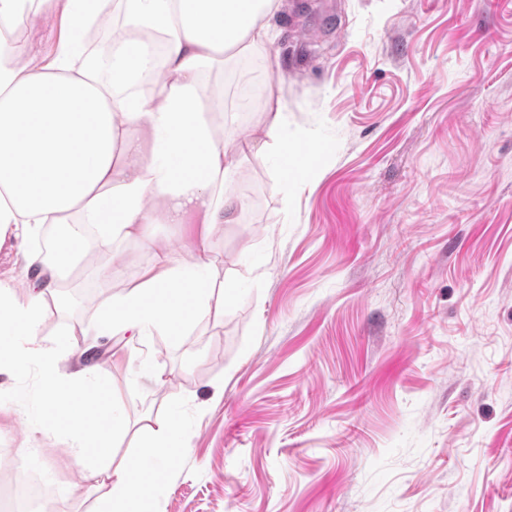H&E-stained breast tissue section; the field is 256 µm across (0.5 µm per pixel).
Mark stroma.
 Instances as JSON below:
<instances>
[{
  "mask_svg": "<svg viewBox=\"0 0 512 512\" xmlns=\"http://www.w3.org/2000/svg\"><path fill=\"white\" fill-rule=\"evenodd\" d=\"M258 55L278 138L318 152L298 179L241 153L211 229L223 316L184 336L91 327L122 277L68 289L46 339L102 355L131 429L182 409L153 512H512V0H281ZM161 373L163 391L129 361ZM35 376L0 375V482L18 454L54 512H93L94 479L33 432ZM260 112H266V123L269 127V136L284 125L287 120L286 113L282 112L281 109L280 97L276 95L274 91H270L268 93Z\"/></svg>",
  "mask_w": 512,
  "mask_h": 512,
  "instance_id": "1",
  "label": "stroma"
}]
</instances>
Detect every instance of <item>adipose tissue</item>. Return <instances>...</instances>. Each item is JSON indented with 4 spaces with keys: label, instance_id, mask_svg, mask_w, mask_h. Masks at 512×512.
Segmentation results:
<instances>
[{
    "label": "adipose tissue",
    "instance_id": "ef3b65f1",
    "mask_svg": "<svg viewBox=\"0 0 512 512\" xmlns=\"http://www.w3.org/2000/svg\"><path fill=\"white\" fill-rule=\"evenodd\" d=\"M126 20L112 27L107 52L83 56L63 41L53 58L35 59L34 44L9 38L21 26L61 15L69 32L110 25L116 5ZM278 0H0V247L25 251L34 276L0 281V373L39 372L38 432L69 441L71 465L92 472L104 493L96 512H129L165 485L160 458L139 455L108 464L128 425L113 408L88 416L87 390L100 365L67 378L59 344L43 337L48 300L84 274L85 257L104 258L94 271L111 286L114 243L130 241L150 257L137 284L114 293L92 328L97 336L183 335L192 321L220 316L216 260L209 229L243 208L226 194L234 161L226 150L236 128L217 126L229 105L222 82L206 70L267 47L264 20ZM158 224L195 226L182 252L154 232ZM64 229L58 257L37 246L44 226Z\"/></svg>",
    "mask_w": 512,
    "mask_h": 512
}]
</instances>
